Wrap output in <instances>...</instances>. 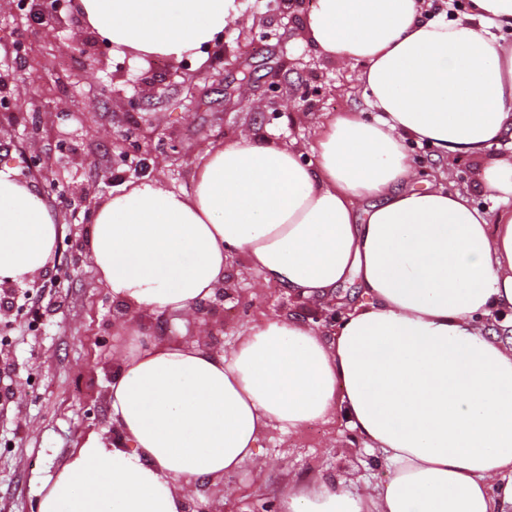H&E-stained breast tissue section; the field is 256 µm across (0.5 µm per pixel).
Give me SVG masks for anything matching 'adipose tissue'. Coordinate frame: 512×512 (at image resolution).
<instances>
[{"label": "adipose tissue", "instance_id": "obj_1", "mask_svg": "<svg viewBox=\"0 0 512 512\" xmlns=\"http://www.w3.org/2000/svg\"><path fill=\"white\" fill-rule=\"evenodd\" d=\"M118 49L181 58L240 14L234 0H79ZM512 0H470L454 20L423 0H315L314 49L358 66L376 116L328 115L302 149L245 133L213 148L188 193L129 183L94 212L86 257L127 316L114 349L112 442L88 435L36 512H185L197 483L228 479L268 429L299 433L344 414L388 479L295 482L281 512H512ZM474 158L495 217L468 194L418 185L405 150ZM55 215L0 167V283L42 273ZM260 288L361 302L320 331L292 316L243 328L230 349L141 334L140 315H194L235 261Z\"/></svg>", "mask_w": 512, "mask_h": 512}]
</instances>
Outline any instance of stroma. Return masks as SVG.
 I'll list each match as a JSON object with an SVG mask.
<instances>
[{
  "instance_id": "stroma-1",
  "label": "stroma",
  "mask_w": 512,
  "mask_h": 512,
  "mask_svg": "<svg viewBox=\"0 0 512 512\" xmlns=\"http://www.w3.org/2000/svg\"><path fill=\"white\" fill-rule=\"evenodd\" d=\"M313 2L236 0V26L198 55L174 61L112 49L90 29L72 48L67 11L44 23L23 13L0 16V64L17 74L5 92L30 99L24 110H0V165L12 166L61 226L48 267L36 283L17 286L11 315L0 318V512H36L43 488L82 441L114 432L112 349L123 342L114 322L125 311L86 260L89 214L126 183L156 172L170 190L190 192L195 166L240 133L302 147L327 114L367 110L356 67L307 43L303 16ZM97 53L106 54L107 67L92 74ZM116 88L140 95V108L113 100ZM121 135L139 140L146 169L122 162L113 145ZM34 149L44 167L26 164ZM477 174L473 159H458L447 187L469 191L478 209L495 214L498 202L479 191ZM257 280L235 265L223 294L202 302L196 319L150 315L141 328L186 341L203 323L207 346L228 348L265 314L319 321L322 304L260 290ZM320 474L349 477L360 488L387 479L382 457L342 423H315L292 436L270 431L257 461L200 486L186 512H279L277 490L288 476Z\"/></svg>"
}]
</instances>
